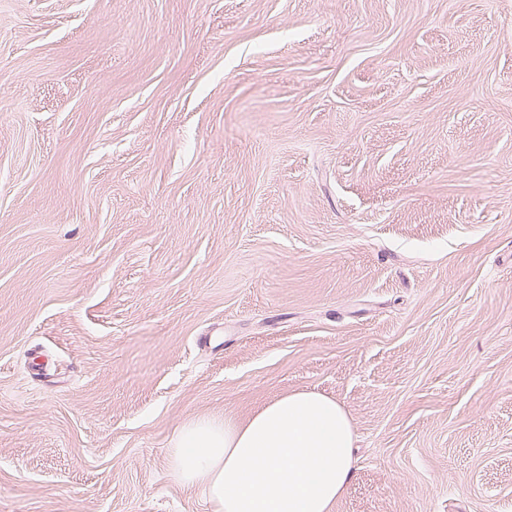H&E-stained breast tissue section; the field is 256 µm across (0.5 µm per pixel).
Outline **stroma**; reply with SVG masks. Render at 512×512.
Segmentation results:
<instances>
[{
  "label": "stroma",
  "instance_id": "1",
  "mask_svg": "<svg viewBox=\"0 0 512 512\" xmlns=\"http://www.w3.org/2000/svg\"><path fill=\"white\" fill-rule=\"evenodd\" d=\"M297 390L331 512H512V0H0V512Z\"/></svg>",
  "mask_w": 512,
  "mask_h": 512
}]
</instances>
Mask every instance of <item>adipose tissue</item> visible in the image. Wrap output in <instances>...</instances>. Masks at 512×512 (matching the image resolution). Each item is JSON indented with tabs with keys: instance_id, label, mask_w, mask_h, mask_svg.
<instances>
[{
	"instance_id": "1",
	"label": "adipose tissue",
	"mask_w": 512,
	"mask_h": 512,
	"mask_svg": "<svg viewBox=\"0 0 512 512\" xmlns=\"http://www.w3.org/2000/svg\"><path fill=\"white\" fill-rule=\"evenodd\" d=\"M355 469L345 411L313 391L277 398L244 422L192 419L171 454L175 479L201 486L217 512H331Z\"/></svg>"
}]
</instances>
